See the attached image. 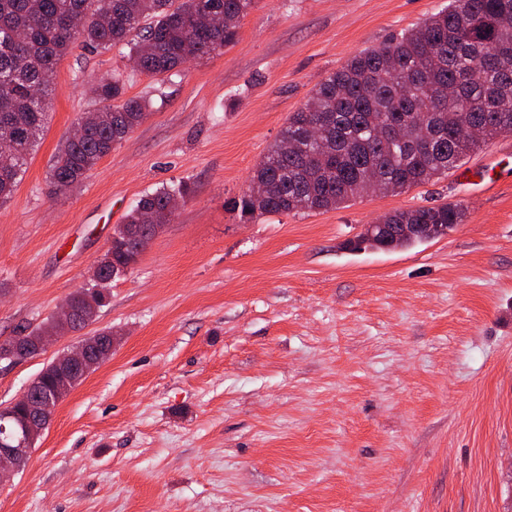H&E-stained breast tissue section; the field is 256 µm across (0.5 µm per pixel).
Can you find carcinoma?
<instances>
[{
  "instance_id": "1",
  "label": "carcinoma",
  "mask_w": 512,
  "mask_h": 512,
  "mask_svg": "<svg viewBox=\"0 0 512 512\" xmlns=\"http://www.w3.org/2000/svg\"><path fill=\"white\" fill-rule=\"evenodd\" d=\"M255 0H0V133L13 145L0 153V202L26 172L44 127L48 91L58 61L82 42L107 50L129 41L133 67L151 76L235 43ZM85 18L79 30L76 17ZM102 103L84 135L65 140L48 177V193L81 183L145 117L147 104L125 97V80L96 79ZM325 117L320 139L307 128ZM468 123L480 139L462 137ZM405 127L404 136L381 137L378 125ZM503 130H512V0H451L419 26L366 49L329 74L289 118L254 169L250 182L266 192H242V216L304 213L345 206L366 185L399 193L454 168ZM191 193L183 182L145 197L118 225L85 286L68 295L80 322L50 318L64 334L93 322L104 304L99 281L131 271L151 237L143 224L171 223L173 201ZM459 205L397 210L383 227L350 240L351 251L408 249L463 222Z\"/></svg>"
}]
</instances>
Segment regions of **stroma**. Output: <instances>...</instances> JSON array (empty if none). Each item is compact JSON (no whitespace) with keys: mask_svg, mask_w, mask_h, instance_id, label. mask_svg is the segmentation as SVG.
Wrapping results in <instances>:
<instances>
[{"mask_svg":"<svg viewBox=\"0 0 512 512\" xmlns=\"http://www.w3.org/2000/svg\"><path fill=\"white\" fill-rule=\"evenodd\" d=\"M449 0H257L224 52L150 77L130 48L74 45L0 203V341L82 287L113 231L191 187L96 321L0 365V406L58 354H112L61 402L0 512H512V135L460 168L346 206L241 219L232 202L330 73ZM122 74L145 119L76 189L59 146ZM462 205L446 237L346 250L396 210Z\"/></svg>","mask_w":512,"mask_h":512,"instance_id":"obj_1","label":"stroma"}]
</instances>
